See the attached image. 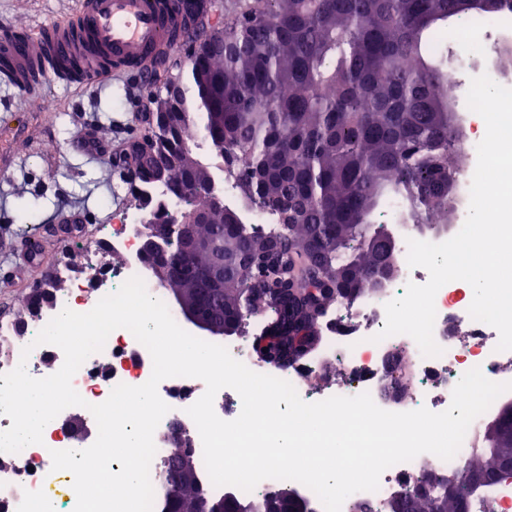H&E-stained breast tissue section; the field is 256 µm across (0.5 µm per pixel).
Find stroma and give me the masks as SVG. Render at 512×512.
<instances>
[{"mask_svg":"<svg viewBox=\"0 0 512 512\" xmlns=\"http://www.w3.org/2000/svg\"><path fill=\"white\" fill-rule=\"evenodd\" d=\"M78 2L0 0V19L34 29L70 18ZM446 44L448 76L458 83L479 76L484 61L495 57L494 41L481 30L448 35ZM41 93V104L30 105L19 93L0 89V319L13 322L26 317L28 296L52 271L120 263V256L104 250L103 231L134 202L113 159L144 134L138 115L152 90L116 77L105 91L76 94L50 78ZM47 103L52 111H44ZM82 129L97 131L107 153L92 161L77 156L72 142ZM24 205L34 222L20 221ZM72 210L80 211L81 222L68 231L57 216Z\"/></svg>","mask_w":512,"mask_h":512,"instance_id":"1","label":"stroma"}]
</instances>
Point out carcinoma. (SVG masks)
<instances>
[{"label":"carcinoma","mask_w":512,"mask_h":512,"mask_svg":"<svg viewBox=\"0 0 512 512\" xmlns=\"http://www.w3.org/2000/svg\"><path fill=\"white\" fill-rule=\"evenodd\" d=\"M512 0H232L213 47L180 82L170 111L192 119L157 129L185 164L168 176L166 194L181 203L185 224L212 237L225 263L248 252L270 254L266 266L241 268L224 279V294L180 268L173 288L195 293L224 320L260 315L262 334L305 336L306 356L323 343L322 320L333 306L381 286L375 268L399 264L392 243L374 237L376 215L398 198L414 224L448 222L463 166L448 56L434 36L448 22L493 16ZM233 158L226 174L248 210L272 224H249L229 205L206 224L193 223L194 202L212 176L191 152L192 128ZM292 221L280 222L283 209ZM316 268L294 276L306 251ZM512 414L501 408L485 425L464 468L486 475L475 483L426 464L411 477L404 512H457L471 497L509 478ZM186 469L175 512H193L199 493L214 495L199 459ZM270 493L226 501L224 512H267Z\"/></svg>","instance_id":"carcinoma-1"}]
</instances>
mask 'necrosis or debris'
Listing matches in <instances>:
<instances>
[{
	"mask_svg": "<svg viewBox=\"0 0 512 512\" xmlns=\"http://www.w3.org/2000/svg\"><path fill=\"white\" fill-rule=\"evenodd\" d=\"M139 219V213L131 210L119 213L108 234L107 241L113 251L124 257L121 264L106 271L93 269L90 277L74 281L71 288L56 295L53 308L40 315L24 334H17L13 323L0 321V341L7 347L6 353L0 355V374L10 372L21 362L36 378L52 375L60 369L64 361L61 349L52 344H36V336L63 309L88 312L125 281L141 275L142 260L136 238ZM428 279L426 269L405 264L400 276L385 284L379 294L361 296L336 306L323 320L326 339L322 348L313 357L285 371L256 361L244 342L230 340L226 346L235 359L252 371L290 382L301 399L310 403L366 392L377 406L387 411L405 412L425 407L441 412L449 407L457 382L472 368H480L491 381L504 382V370L512 365V350H497V330L470 317L471 299L461 281L445 284L435 297L434 339L443 349L441 356H423L416 342L404 334L380 338L386 321L385 304L403 296L408 283L422 285ZM398 350L407 354L417 373L415 392L403 404L392 402L387 396V388L394 377L390 355ZM151 373L148 350L130 331L118 329L109 335L100 352L85 360L75 373L72 385L88 403L99 404L117 385H142ZM312 378L318 379V386H309ZM205 389L202 380L188 377L168 378L159 384L158 393L170 410L154 433L156 453L150 465L152 484H159L165 472L170 448L164 437L170 426L178 422L194 428L187 409ZM82 447L81 441L70 436L63 418H54L43 431L41 447L13 454L14 469L0 471V512H34L35 504L45 500L51 502L52 512H74L77 495L68 487L73 476L67 471H53L51 453ZM435 460V455L424 453L418 459L389 467L380 477L378 490L354 493L352 500L344 501L341 512H351L356 501L370 503L374 512H384L388 499L404 487L407 477L419 464Z\"/></svg>",
	"mask_w": 512,
	"mask_h": 512,
	"instance_id": "necrosis-or-debris-1",
	"label": "necrosis or debris"
}]
</instances>
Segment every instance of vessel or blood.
Listing matches in <instances>:
<instances>
[{
    "label": "vessel or blood",
    "mask_w": 512,
    "mask_h": 512,
    "mask_svg": "<svg viewBox=\"0 0 512 512\" xmlns=\"http://www.w3.org/2000/svg\"><path fill=\"white\" fill-rule=\"evenodd\" d=\"M184 0H81L74 18L32 30L0 25V86L38 102L51 77L79 91L142 78L194 27Z\"/></svg>",
    "instance_id": "vessel-or-blood-1"
}]
</instances>
